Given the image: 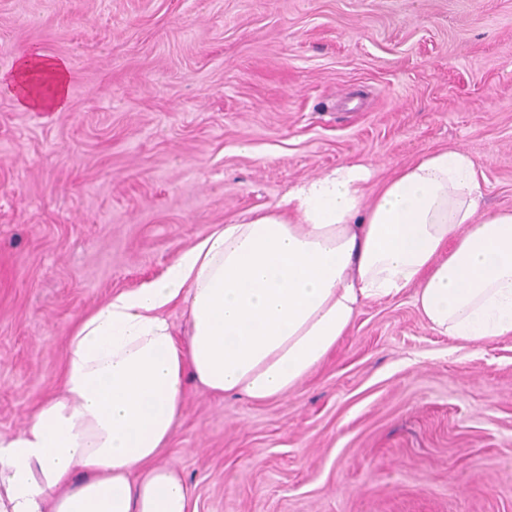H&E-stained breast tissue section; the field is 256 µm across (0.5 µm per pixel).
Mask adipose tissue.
<instances>
[{
	"label": "adipose tissue",
	"instance_id": "ef3b65f1",
	"mask_svg": "<svg viewBox=\"0 0 512 512\" xmlns=\"http://www.w3.org/2000/svg\"><path fill=\"white\" fill-rule=\"evenodd\" d=\"M10 82L21 109H59L68 65L23 54ZM372 177L343 163L302 180L273 209L212 225L160 277L83 315L59 394L0 435V512H197L183 474L160 461L187 381L257 403L287 396L368 302L408 292L439 334L512 338V209H483L475 158L432 151L369 199Z\"/></svg>",
	"mask_w": 512,
	"mask_h": 512
}]
</instances>
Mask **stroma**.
<instances>
[{
	"label": "stroma",
	"instance_id": "stroma-1",
	"mask_svg": "<svg viewBox=\"0 0 512 512\" xmlns=\"http://www.w3.org/2000/svg\"><path fill=\"white\" fill-rule=\"evenodd\" d=\"M69 65L60 110L0 85V434L58 389L67 336L199 236L361 161L456 147L512 209V0H0V73ZM162 463L198 512H512V338L372 301L288 396L187 382Z\"/></svg>",
	"mask_w": 512,
	"mask_h": 512
}]
</instances>
